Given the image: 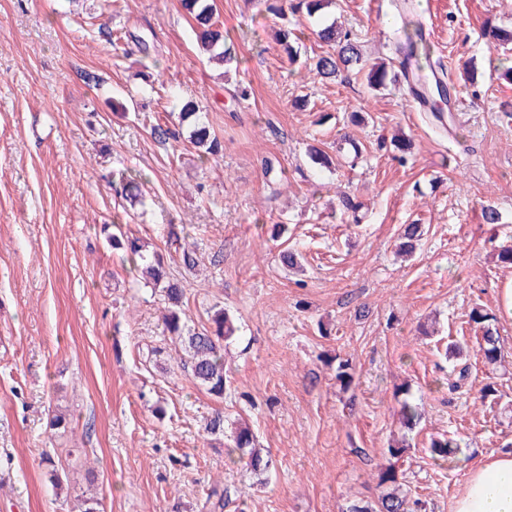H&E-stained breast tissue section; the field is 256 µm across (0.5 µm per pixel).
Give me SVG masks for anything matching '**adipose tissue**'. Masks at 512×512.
<instances>
[{
  "label": "adipose tissue",
  "mask_w": 512,
  "mask_h": 512,
  "mask_svg": "<svg viewBox=\"0 0 512 512\" xmlns=\"http://www.w3.org/2000/svg\"><path fill=\"white\" fill-rule=\"evenodd\" d=\"M454 512H512V451L493 453L472 464Z\"/></svg>",
  "instance_id": "ef3b65f1"
}]
</instances>
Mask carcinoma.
<instances>
[{"mask_svg":"<svg viewBox=\"0 0 512 512\" xmlns=\"http://www.w3.org/2000/svg\"><path fill=\"white\" fill-rule=\"evenodd\" d=\"M182 8L195 22L196 37L199 46L208 55V60L221 66H230L237 61L234 42L224 35V25L216 17L215 0H180ZM317 38L329 47V50L316 57L312 66L315 74L323 79H334L340 72H349L362 62V53L357 43L338 31L332 22L315 31ZM407 38V52L416 60L419 69L432 70L430 52L422 41L411 39V35L402 32L395 39ZM275 42L296 60L297 50L294 43L299 40L296 29L286 25L280 26L274 33ZM391 81L385 65H373L366 73L367 86L379 90ZM181 119L190 121L191 130L188 142L198 152L203 162L219 157L222 144L210 125L203 120L196 106L188 104L180 112ZM140 173H119L118 185L125 198L134 203L138 198ZM108 233V240L115 249H121L130 264V272L140 274L144 285L163 293L167 307L162 316L163 331L176 340L182 357L180 363L191 380L207 394L217 400L224 399V391L229 383L224 367V343L237 338L238 327L228 311L220 303H214L206 311V322L196 326L189 324L184 311L185 292L174 280L170 265L158 251L146 249L145 242L125 232L111 233L109 226H103ZM424 230L420 224H404L400 229L401 249L413 253L421 241ZM170 244L180 262L189 268L198 263L197 245L179 236L176 228L169 232ZM469 322L482 326V336L478 341L479 353L488 364L494 365L502 358L500 336L495 327L497 316L479 308H473ZM398 392L405 395L400 402V423L407 430H413L421 419L419 407L409 398V388L403 385ZM408 447L407 440L392 441L386 448L391 459L388 465L380 468L377 474L378 486L382 494L375 501L352 500L346 506V512H420L423 507L419 499H413L403 488L402 476L396 469V460L400 459ZM458 447L456 440L450 436L433 439L429 453L434 464L445 463ZM225 458L232 464H241L255 475L267 473L273 466L270 452L256 447L253 432L247 426H240L231 435V445L225 449Z\"/></svg>","mask_w":512,"mask_h":512,"instance_id":"1","label":"carcinoma"}]
</instances>
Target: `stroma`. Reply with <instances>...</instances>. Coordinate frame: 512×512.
Segmentation results:
<instances>
[{
	"label": "stroma",
	"instance_id": "obj_1",
	"mask_svg": "<svg viewBox=\"0 0 512 512\" xmlns=\"http://www.w3.org/2000/svg\"><path fill=\"white\" fill-rule=\"evenodd\" d=\"M418 2L465 102L452 138L402 86L373 93L353 72L323 82L273 40L289 21L306 60L324 52L315 31L333 21L366 63H395L401 21L377 0H334L317 19L216 0L238 57L229 68L199 50L179 0H0V512H80L87 498L100 512H206L216 483L234 490L224 512H343L379 494L404 383L422 418L397 467L426 512H453L468 464L512 440V268L497 260L512 244V82L483 35L489 21L512 30V0ZM188 102L223 142L219 159L152 134L177 127ZM354 112L368 123H351ZM311 145L334 169L309 160ZM126 169L146 176L144 206L106 179ZM342 194L358 216L341 210ZM489 202L495 227L481 219ZM104 224L162 253L172 224L196 242L198 267L171 272L195 324L219 301L240 326L223 401L181 370L161 294L132 278ZM278 224L287 238L274 237ZM404 224L425 229L408 259L396 254ZM287 245L304 272L279 264ZM477 305L498 317L499 365H484L460 330ZM460 336L464 355L447 356ZM336 356L352 364L350 386L336 380ZM465 365L466 387L449 390ZM490 382L498 392L486 399ZM218 407L270 450L265 481L228 464L225 438L204 432ZM59 413L67 427L50 428ZM445 434L460 450L440 467L428 448ZM60 452L57 487L44 456Z\"/></svg>",
	"mask_w": 512,
	"mask_h": 512
}]
</instances>
